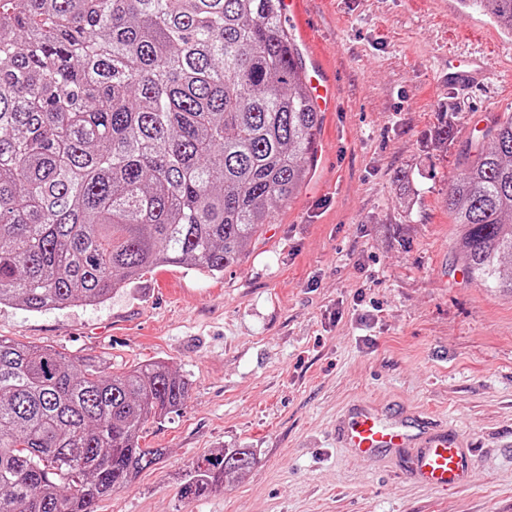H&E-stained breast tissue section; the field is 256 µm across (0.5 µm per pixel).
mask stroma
I'll return each mask as SVG.
<instances>
[{"instance_id":"stroma-1","label":"stroma","mask_w":512,"mask_h":512,"mask_svg":"<svg viewBox=\"0 0 512 512\" xmlns=\"http://www.w3.org/2000/svg\"><path fill=\"white\" fill-rule=\"evenodd\" d=\"M285 23L336 97L274 223L214 276L164 265L94 306L2 305L0 337L188 381L186 407L142 431L163 457L98 512H512V296L468 278L448 210L471 141L512 113V35L461 0H298ZM453 49L497 80L449 84ZM367 401L465 429L467 484L424 490L404 455L337 447ZM227 448L252 452L250 473L182 498L193 464Z\"/></svg>"}]
</instances>
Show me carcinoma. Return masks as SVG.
<instances>
[{
  "label": "carcinoma",
  "mask_w": 512,
  "mask_h": 512,
  "mask_svg": "<svg viewBox=\"0 0 512 512\" xmlns=\"http://www.w3.org/2000/svg\"><path fill=\"white\" fill-rule=\"evenodd\" d=\"M463 3L512 35V0ZM282 16V0H0V305L93 306L153 267L238 261L316 153ZM474 149L448 210L469 278L512 294V114ZM188 398L164 364L105 376L0 338V512H96L163 455L142 428ZM253 464L205 456L181 494Z\"/></svg>",
  "instance_id": "carcinoma-1"
}]
</instances>
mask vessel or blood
Wrapping results in <instances>:
<instances>
[{
	"label": "vessel or blood",
	"mask_w": 512,
	"mask_h": 512,
	"mask_svg": "<svg viewBox=\"0 0 512 512\" xmlns=\"http://www.w3.org/2000/svg\"><path fill=\"white\" fill-rule=\"evenodd\" d=\"M487 70L484 58L448 57V79L464 88ZM341 447L368 460L381 453L407 450L411 453L412 479L436 489L464 480L469 468L468 436L451 424H432L424 419L394 421L364 403L352 407L336 428Z\"/></svg>",
	"instance_id": "obj_1"
}]
</instances>
